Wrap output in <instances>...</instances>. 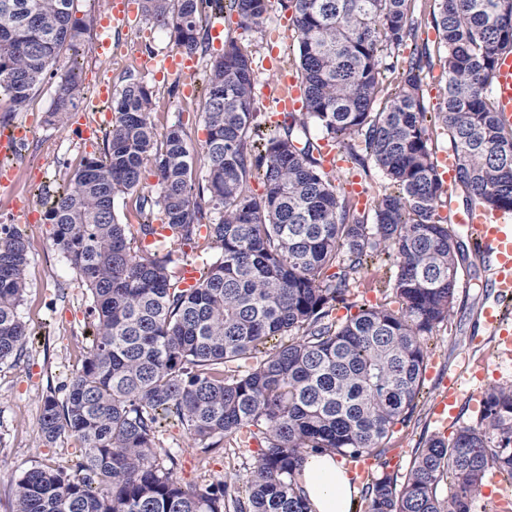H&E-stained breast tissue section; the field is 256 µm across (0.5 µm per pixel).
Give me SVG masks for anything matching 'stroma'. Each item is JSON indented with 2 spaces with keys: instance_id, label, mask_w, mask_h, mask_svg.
Returning <instances> with one entry per match:
<instances>
[{
  "instance_id": "1",
  "label": "stroma",
  "mask_w": 512,
  "mask_h": 512,
  "mask_svg": "<svg viewBox=\"0 0 512 512\" xmlns=\"http://www.w3.org/2000/svg\"><path fill=\"white\" fill-rule=\"evenodd\" d=\"M77 15L86 20L83 82L88 95H95L100 80L111 81L121 89L128 75L135 73V55L153 54L165 57L176 46L169 32L151 27L145 22L113 29L112 56L104 59L98 53L100 31L97 21L107 10V0H75ZM224 38L236 41L252 56L259 68L255 107L261 112L266 126L280 121L275 107L279 77L272 70H262L263 61H272L288 75L297 76V35L291 14L279 4H272L270 23L263 33L245 29L234 14L223 17ZM216 50L199 55L192 78L173 73L165 79H155L144 73L145 82L153 87L160 100L154 115L157 130L181 123L193 147H201L206 130L198 117L197 96L202 78ZM195 93L185 96L186 85ZM52 84H43L34 93L25 111L8 112L6 102H0V120L9 125L34 121L36 129L20 156L15 159L19 193L16 202H26L46 212L47 201L67 175L77 169L84 157L103 156L105 140L85 143L75 125H49L45 116L51 108ZM6 195L0 193V225L20 224L30 242L27 267V291L19 308L28 321L34 338L25 355L17 361L0 362V512H11L16 483L31 467L43 464L72 470L80 456L76 437L65 434L55 444H44L38 428L41 407L46 396L60 395L63 384L80 369L90 342V297L78 275L71 269L63 253L52 240L53 226L47 220L36 224L24 223L22 214L11 209ZM470 273L468 284L460 286L454 314L447 325L431 336L429 359L418 407L411 424L398 430L390 441L388 472L405 475L416 448L423 446L432 435H451L457 428L475 424L479 412L476 400L461 397L457 403L455 422L440 426L433 419L434 399L444 389L463 355L477 362L478 388L492 383L512 381V359L501 357L498 337L483 332L477 313L492 302L483 262L468 259L464 264ZM165 448L178 459L177 476L186 485H202L223 480L231 470L246 471L258 459L260 443L248 438L241 447H224L202 452L182 430L168 425L162 435Z\"/></svg>"
}]
</instances>
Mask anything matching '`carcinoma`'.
<instances>
[{"label":"carcinoma","instance_id":"carcinoma-1","mask_svg":"<svg viewBox=\"0 0 512 512\" xmlns=\"http://www.w3.org/2000/svg\"><path fill=\"white\" fill-rule=\"evenodd\" d=\"M281 0L298 36L302 112L268 129L255 110L257 77L234 40L205 71L201 151L179 124L158 133L152 88L132 79L112 97L102 157H87L50 199L47 220L92 303L93 339L64 395L47 397L39 432L80 440L74 471L38 464L18 480L12 512H313L299 482L310 455L388 465L424 385L428 341L454 313L460 269L479 249L440 215L447 191L432 147L447 131L463 206L512 213V129L493 95L498 57L512 50V0ZM75 0H0V98L21 112L55 82L48 122L67 123L85 97L87 25ZM269 0H141L146 23L186 55L206 51L211 17L236 13L256 32ZM437 31L444 106L426 111L427 53L403 55L419 26ZM383 180L359 212L325 170L309 123ZM152 168L156 184L140 191ZM263 185L252 192L250 181ZM138 193L137 233L117 200ZM172 230L162 241L154 220ZM209 255L180 288L181 255ZM29 242L0 233V361L20 359L29 324ZM390 301L345 321L354 285L374 264ZM168 421L206 451L262 434L241 476L188 487L161 445ZM512 484V383L489 386L477 424L428 438L400 478L362 489L364 512H472L485 474ZM448 494L441 495L442 489Z\"/></svg>","mask_w":512,"mask_h":512}]
</instances>
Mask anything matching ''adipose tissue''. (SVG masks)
Wrapping results in <instances>:
<instances>
[{"mask_svg":"<svg viewBox=\"0 0 512 512\" xmlns=\"http://www.w3.org/2000/svg\"><path fill=\"white\" fill-rule=\"evenodd\" d=\"M304 487L315 512H351L353 508L355 488L336 459L311 458L305 469Z\"/></svg>","mask_w":512,"mask_h":512,"instance_id":"obj_1","label":"adipose tissue"}]
</instances>
